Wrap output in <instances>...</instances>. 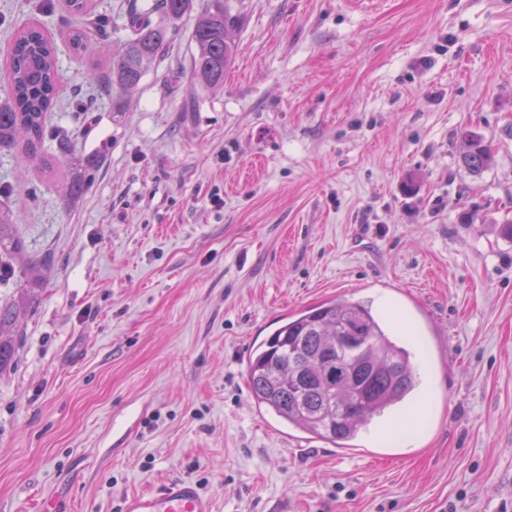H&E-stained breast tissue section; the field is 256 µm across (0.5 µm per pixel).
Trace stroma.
<instances>
[{
    "mask_svg": "<svg viewBox=\"0 0 512 512\" xmlns=\"http://www.w3.org/2000/svg\"><path fill=\"white\" fill-rule=\"evenodd\" d=\"M74 51L66 0H0L40 24L51 116L103 162L83 198L0 152L29 256L50 257L0 372V512H119L195 480L216 512H512V0H229L221 87L190 79L195 20L126 97L95 83L126 0ZM495 150L461 163V129ZM378 302L414 354L409 439L374 419L342 450L255 404L250 350L278 320Z\"/></svg>",
    "mask_w": 512,
    "mask_h": 512,
    "instance_id": "obj_1",
    "label": "stroma"
}]
</instances>
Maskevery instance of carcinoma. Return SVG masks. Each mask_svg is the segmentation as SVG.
<instances>
[{
    "label": "carcinoma",
    "mask_w": 512,
    "mask_h": 512,
    "mask_svg": "<svg viewBox=\"0 0 512 512\" xmlns=\"http://www.w3.org/2000/svg\"><path fill=\"white\" fill-rule=\"evenodd\" d=\"M197 13L192 32L190 74L202 88L224 85L236 24L224 0H128L126 41L101 77L112 91V111H124L122 98L136 88L152 61L170 43L169 24ZM9 91L0 101V151L52 173L66 168V201L87 192L90 173L103 160L98 153L76 155L70 137L50 125V113L62 91L56 50L41 29L17 30L9 49ZM466 150L462 164L480 174L493 163L484 138L461 133ZM51 261L25 253L17 220L0 207V285L13 279L10 301L0 303V371L14 361L19 317L30 311L43 287ZM352 345L336 347V337ZM251 395L258 406L288 426L334 445L355 442L372 419L402 410L419 387L412 352L393 334L389 321L370 302L334 299L310 306L279 321L252 351L246 366Z\"/></svg>",
    "instance_id": "1"
}]
</instances>
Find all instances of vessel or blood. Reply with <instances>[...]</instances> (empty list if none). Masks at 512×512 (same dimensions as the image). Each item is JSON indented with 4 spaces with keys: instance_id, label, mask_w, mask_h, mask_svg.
<instances>
[{
    "instance_id": "1",
    "label": "vessel or blood",
    "mask_w": 512,
    "mask_h": 512,
    "mask_svg": "<svg viewBox=\"0 0 512 512\" xmlns=\"http://www.w3.org/2000/svg\"><path fill=\"white\" fill-rule=\"evenodd\" d=\"M122 512H214V503L193 481L168 479L151 491L128 495Z\"/></svg>"
}]
</instances>
